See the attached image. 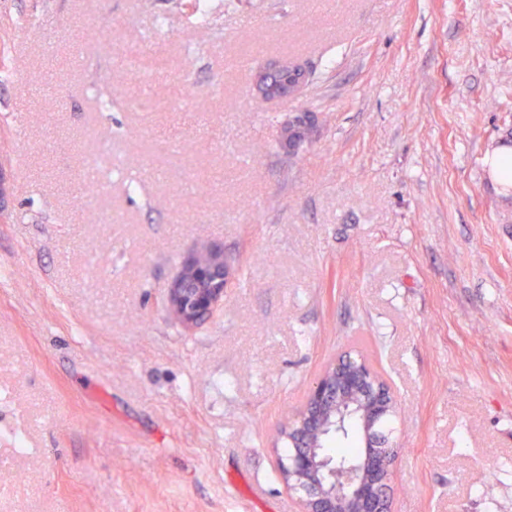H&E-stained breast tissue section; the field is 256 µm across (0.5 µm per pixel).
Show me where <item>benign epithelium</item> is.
Returning <instances> with one entry per match:
<instances>
[{
    "mask_svg": "<svg viewBox=\"0 0 512 512\" xmlns=\"http://www.w3.org/2000/svg\"><path fill=\"white\" fill-rule=\"evenodd\" d=\"M309 68L284 59L259 70L257 96L266 101L298 97L308 85ZM182 257L167 288V308L177 324L192 332L224 305L228 265L224 247L206 248ZM395 413L392 386L361 357L346 352L318 375L292 421L281 432L288 459L280 469L288 490L297 494V512H392L390 478L398 449L375 430ZM355 427L369 451L361 459L337 460L325 452V439Z\"/></svg>",
    "mask_w": 512,
    "mask_h": 512,
    "instance_id": "obj_1",
    "label": "benign epithelium"
}]
</instances>
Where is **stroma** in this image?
I'll use <instances>...</instances> for the list:
<instances>
[{"mask_svg": "<svg viewBox=\"0 0 512 512\" xmlns=\"http://www.w3.org/2000/svg\"><path fill=\"white\" fill-rule=\"evenodd\" d=\"M0 50V512H295L279 429L351 349L394 388L393 512H512V0H0ZM286 56L313 84L259 101ZM212 242L187 333L166 289ZM490 165V175L494 182L502 186L505 190L512 186L511 170L509 167L512 163V147L503 145L497 148L488 159ZM209 262H198V251L182 257L176 275L167 288V308L177 324L192 332L224 305L228 265L224 247L210 243L205 249Z\"/></svg>", "mask_w": 512, "mask_h": 512, "instance_id": "stroma-1", "label": "stroma"}]
</instances>
